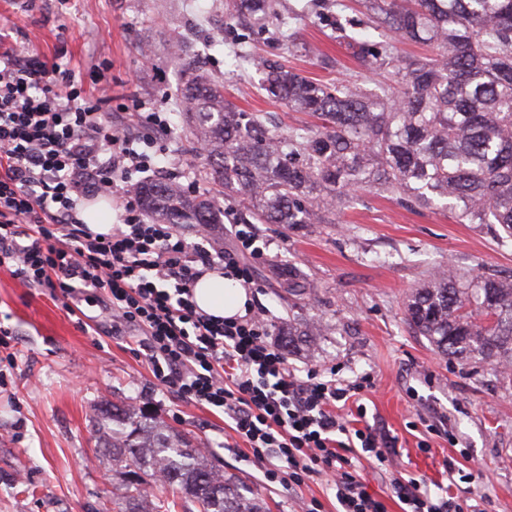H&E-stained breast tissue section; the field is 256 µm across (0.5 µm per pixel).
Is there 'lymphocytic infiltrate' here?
I'll list each match as a JSON object with an SVG mask.
<instances>
[{"instance_id":"1","label":"lymphocytic infiltrate","mask_w":512,"mask_h":512,"mask_svg":"<svg viewBox=\"0 0 512 512\" xmlns=\"http://www.w3.org/2000/svg\"><path fill=\"white\" fill-rule=\"evenodd\" d=\"M142 127L171 129L166 113L136 109L113 123L59 59L0 52V268L21 286L53 289L69 309L82 295L105 299L115 326L141 331L160 385L223 413L264 485L324 481L336 512H388L391 499L402 512H489L486 499L451 494L469 478L455 461L437 487L397 469V437L368 422L362 401L372 373L290 365L263 311L219 320L198 310L193 288L210 270L259 291L254 263L264 251L251 224L232 225L226 249L208 227L192 239L145 215L131 176L158 170L167 149ZM102 194L122 211L108 234L80 218L83 200ZM370 464L389 474L385 496L367 489Z\"/></svg>"}]
</instances>
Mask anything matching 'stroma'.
I'll list each match as a JSON object with an SVG mask.
<instances>
[{
  "instance_id": "1",
  "label": "stroma",
  "mask_w": 512,
  "mask_h": 512,
  "mask_svg": "<svg viewBox=\"0 0 512 512\" xmlns=\"http://www.w3.org/2000/svg\"><path fill=\"white\" fill-rule=\"evenodd\" d=\"M225 0H37L35 6L0 0V43L24 52L62 54L77 79L112 108L136 100L146 111H170L186 80L169 48L172 37L192 43L205 70L224 85V95L247 112H267L281 126L309 122L269 99L252 65L230 64L227 48L236 21ZM298 37L309 52L286 58L288 67L321 82L357 74L356 64L327 71L313 63L323 52L343 58L331 28L305 21ZM164 177L193 178L205 164L190 138L173 127L167 138ZM265 243L256 265L263 286L254 302L266 310L272 332L289 320L317 323L321 336L289 354L297 367H342L344 376L373 372L376 387L365 401L367 419L397 435L399 461L408 473L447 483V458L466 453L473 496L488 497L492 512H512V381L493 362L448 360L416 335L406 321L409 289L429 272L455 265L461 273L488 267L512 275V239L487 226L459 224L450 212L405 209L372 192H360L353 208L332 224L291 231L279 224L257 227ZM296 267L305 289L291 296L281 273ZM99 327L84 333L51 289L23 288L0 269V325L11 328L15 366L0 381V512H94L118 490L112 455L99 443L96 408L127 402L186 434L196 447L215 444L213 460L245 490L260 494L268 512H298L299 497H317L328 512L336 501L326 484L310 483L301 495L275 485L235 451L221 449L224 416L177 400L162 390L133 329L113 330L108 305L81 302ZM446 416L459 442L434 438L420 452L406 429L415 415Z\"/></svg>"
}]
</instances>
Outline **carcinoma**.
I'll use <instances>...</instances> for the list:
<instances>
[{
    "mask_svg": "<svg viewBox=\"0 0 512 512\" xmlns=\"http://www.w3.org/2000/svg\"><path fill=\"white\" fill-rule=\"evenodd\" d=\"M318 20L362 71L383 75L314 81L279 60L257 58L261 89L314 124L281 131L264 112H244L224 86L200 71L186 48L177 104L180 127L206 147L203 177L216 189L194 195L177 181L149 180L134 193L161 224H222L219 197L234 196L241 224L292 231L331 224L358 192L373 190L410 210L447 208L462 224L498 226L512 238V0H313ZM241 26L262 33L277 0H225ZM336 10H331V7ZM280 19L276 39L299 51ZM425 47L402 54L397 44ZM405 313L414 332L450 360L512 364V276L483 268L467 277L448 267L412 289ZM114 476L119 512H266L183 435L141 408H96Z\"/></svg>",
    "mask_w": 512,
    "mask_h": 512,
    "instance_id": "cac0c4a2",
    "label": "carcinoma"
}]
</instances>
